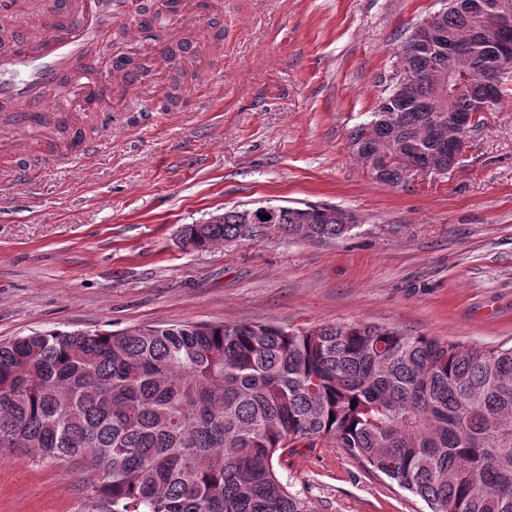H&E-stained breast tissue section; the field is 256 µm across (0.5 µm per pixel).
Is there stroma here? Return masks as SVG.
<instances>
[{
	"mask_svg": "<svg viewBox=\"0 0 512 512\" xmlns=\"http://www.w3.org/2000/svg\"><path fill=\"white\" fill-rule=\"evenodd\" d=\"M439 0H224L218 48L179 110L112 114L93 157L37 164L0 196V341L181 322L291 329L365 322L465 347L512 346V102L444 175L380 182L348 147ZM331 205L355 235L182 246L242 204ZM310 512H430L332 445L276 463ZM93 478L0 453V512H110Z\"/></svg>",
	"mask_w": 512,
	"mask_h": 512,
	"instance_id": "obj_1",
	"label": "stroma"
}]
</instances>
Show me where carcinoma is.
<instances>
[{
    "label": "carcinoma",
    "instance_id": "cac0c4a2",
    "mask_svg": "<svg viewBox=\"0 0 512 512\" xmlns=\"http://www.w3.org/2000/svg\"><path fill=\"white\" fill-rule=\"evenodd\" d=\"M448 0L419 20L399 55L415 75L409 93L384 90L358 126L353 154L374 140L395 149L375 177L404 182L448 149L456 130L435 125L429 105L469 112L497 84L509 96L489 41L512 44V17ZM457 49L451 58L437 49ZM178 77H196L203 52L171 51ZM278 235L326 241L358 228L352 214L317 204L275 205ZM261 207L183 226L194 250L260 236ZM319 443L423 499L431 512H512V347L464 348L353 322L291 330L253 322L173 324L120 331H39L0 342V448L72 461L97 476L112 512H308L275 459Z\"/></svg>",
    "mask_w": 512,
    "mask_h": 512
}]
</instances>
